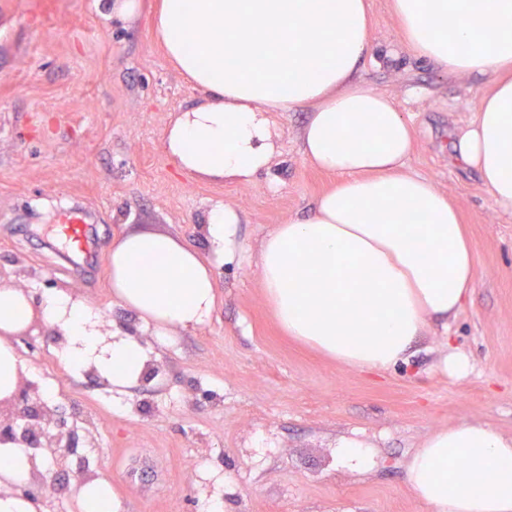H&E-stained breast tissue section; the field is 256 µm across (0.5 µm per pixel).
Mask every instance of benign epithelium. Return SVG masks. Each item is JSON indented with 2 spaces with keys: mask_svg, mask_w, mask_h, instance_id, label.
Segmentation results:
<instances>
[{
  "mask_svg": "<svg viewBox=\"0 0 512 512\" xmlns=\"http://www.w3.org/2000/svg\"><path fill=\"white\" fill-rule=\"evenodd\" d=\"M79 436L63 409L41 400L39 388L28 382L7 403L0 402V444L28 447L40 458L59 465L77 452Z\"/></svg>",
  "mask_w": 512,
  "mask_h": 512,
  "instance_id": "7a95c632",
  "label": "benign epithelium"
}]
</instances>
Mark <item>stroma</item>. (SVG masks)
<instances>
[{"mask_svg": "<svg viewBox=\"0 0 512 512\" xmlns=\"http://www.w3.org/2000/svg\"><path fill=\"white\" fill-rule=\"evenodd\" d=\"M160 0L103 17L96 0H0V281L32 297L62 290L105 324L138 337L154 373L123 392L57 357L52 330L34 318L13 344L30 381L52 387L87 440L65 471L85 464L106 479L122 512H429L403 464L434 432L465 421L512 435V216L456 164L455 126L493 88L487 76L449 75L401 44L391 0H370V37L389 63L360 81L392 96L413 128L410 172L430 178L460 210L476 278L449 324L427 327L406 362L368 374L285 336L250 256L288 219L306 216L336 182L303 159L305 111L274 116L277 149L248 184L183 172L164 151L171 119L198 94L167 58L154 28ZM242 216L243 252L217 268L211 320L158 340L112 295L113 237L146 228L181 237L203 258L209 209ZM78 206L95 225L92 265L67 256L57 233ZM467 375L443 369L448 353ZM368 447L361 474L339 457L343 441Z\"/></svg>", "mask_w": 512, "mask_h": 512, "instance_id": "stroma-1", "label": "stroma"}]
</instances>
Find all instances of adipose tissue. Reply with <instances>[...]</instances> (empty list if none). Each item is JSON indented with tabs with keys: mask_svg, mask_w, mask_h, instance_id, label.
I'll list each match as a JSON object with an SVG mask.
<instances>
[{
	"mask_svg": "<svg viewBox=\"0 0 512 512\" xmlns=\"http://www.w3.org/2000/svg\"><path fill=\"white\" fill-rule=\"evenodd\" d=\"M392 9L415 57L448 74L493 78L475 118L454 133L455 157L512 214V0H392ZM155 25L199 98L166 130L164 149L179 168L252 182L276 151L274 113L305 108L302 156L338 177L308 217L277 225L255 251L263 298L282 331L359 370L405 361L430 321L448 323L469 299L476 264L459 211L427 178L405 171L407 115L357 77L373 57L368 0H161ZM240 222L231 207L209 210V262L173 235L115 237L113 296L157 336L208 322L215 265L239 254ZM37 316L62 361L95 370L113 390L148 368L145 347L106 330L83 300L53 291L37 302L0 284V399L26 370L12 339ZM31 470L28 450L0 445V512H39L12 491ZM404 472L429 512H512V435L488 424L432 433Z\"/></svg>",
	"mask_w": 512,
	"mask_h": 512,
	"instance_id": "1",
	"label": "adipose tissue"
}]
</instances>
